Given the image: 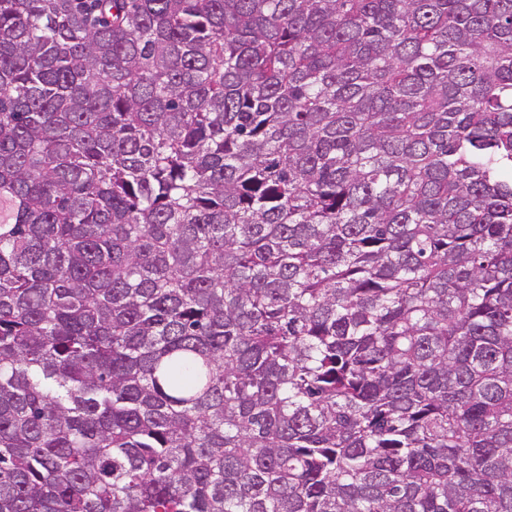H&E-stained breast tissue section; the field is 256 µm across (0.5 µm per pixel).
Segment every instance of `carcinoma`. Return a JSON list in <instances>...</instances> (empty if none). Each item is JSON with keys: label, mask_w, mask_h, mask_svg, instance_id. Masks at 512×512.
I'll use <instances>...</instances> for the list:
<instances>
[{"label": "carcinoma", "mask_w": 512, "mask_h": 512, "mask_svg": "<svg viewBox=\"0 0 512 512\" xmlns=\"http://www.w3.org/2000/svg\"><path fill=\"white\" fill-rule=\"evenodd\" d=\"M0 512H512V0H0Z\"/></svg>", "instance_id": "1"}]
</instances>
